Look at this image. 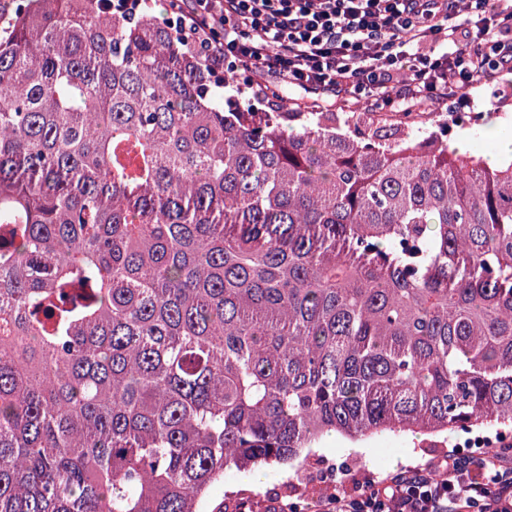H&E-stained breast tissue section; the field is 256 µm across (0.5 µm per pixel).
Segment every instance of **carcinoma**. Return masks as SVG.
I'll return each instance as SVG.
<instances>
[{"instance_id": "carcinoma-1", "label": "carcinoma", "mask_w": 512, "mask_h": 512, "mask_svg": "<svg viewBox=\"0 0 512 512\" xmlns=\"http://www.w3.org/2000/svg\"><path fill=\"white\" fill-rule=\"evenodd\" d=\"M0 19V512H204L322 438L512 428V160L227 112L148 3Z\"/></svg>"}]
</instances>
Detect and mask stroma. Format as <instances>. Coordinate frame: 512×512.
<instances>
[{
    "mask_svg": "<svg viewBox=\"0 0 512 512\" xmlns=\"http://www.w3.org/2000/svg\"><path fill=\"white\" fill-rule=\"evenodd\" d=\"M225 97L240 104H253L255 110L264 112L280 106L287 112H332L337 121H344L347 113H357L360 128L395 129L420 135L442 130L454 113L477 112L481 122L474 130H456L450 136L453 144L462 145L465 151L486 156L494 146L495 134L512 135V73H502L493 85H473L459 88L456 96L445 101L438 110L422 109L414 117H406L398 105L385 110L372 109L363 99L350 97H318L307 90L288 86L271 74L244 71L225 72ZM465 431L449 433L447 441L436 443L420 437L381 434L370 438L363 450H355L341 437L333 436L322 441L316 453L321 459L320 468L306 466L266 465L255 468L253 473L226 472L223 482L214 484L206 499V512H217L218 507L233 500L247 501L252 512H262L268 496L274 495L288 501L317 491L322 480L321 469L340 467L353 463L352 475L361 479L368 475L385 477L405 466L426 463L432 457L446 453L458 442L468 439ZM260 478V485H253V478Z\"/></svg>",
    "mask_w": 512,
    "mask_h": 512,
    "instance_id": "35a3bbf8",
    "label": "stroma"
}]
</instances>
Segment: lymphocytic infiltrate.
<instances>
[{"instance_id": "lymphocytic-infiltrate-1", "label": "lymphocytic infiltrate", "mask_w": 512, "mask_h": 512, "mask_svg": "<svg viewBox=\"0 0 512 512\" xmlns=\"http://www.w3.org/2000/svg\"><path fill=\"white\" fill-rule=\"evenodd\" d=\"M202 36L212 72H271L317 93L396 92L408 110L446 98L449 78L512 72V10L498 0H169ZM465 23H458L459 12ZM446 36L449 51L431 45ZM301 512H512V454L452 449L382 479L305 499Z\"/></svg>"}]
</instances>
